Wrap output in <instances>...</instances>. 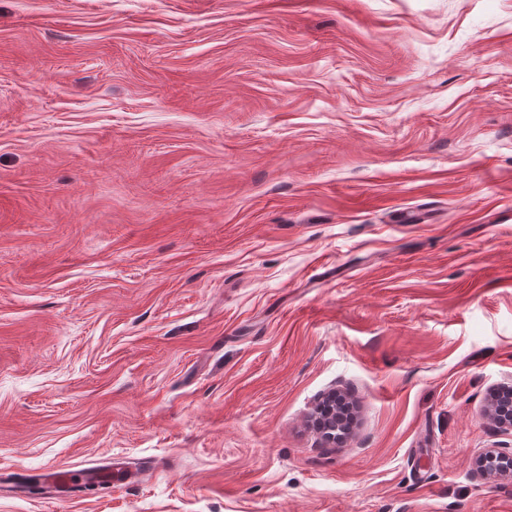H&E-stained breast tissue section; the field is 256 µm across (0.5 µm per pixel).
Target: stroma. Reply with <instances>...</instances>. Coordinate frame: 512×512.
I'll return each instance as SVG.
<instances>
[{
  "label": "stroma",
  "mask_w": 512,
  "mask_h": 512,
  "mask_svg": "<svg viewBox=\"0 0 512 512\" xmlns=\"http://www.w3.org/2000/svg\"><path fill=\"white\" fill-rule=\"evenodd\" d=\"M511 379L512 0H0V512H512ZM486 415L497 433L512 435V380L501 383L491 392ZM350 394L344 390L327 393L313 410L310 421L313 429L326 443H342L351 431L353 422ZM472 471L482 480H512V448L497 445L485 448L474 457ZM143 475V469L137 467H87L78 465L45 470L40 474L41 482L52 498L60 502L70 500L87 486L98 487L101 491L137 483Z\"/></svg>",
  "instance_id": "1"
}]
</instances>
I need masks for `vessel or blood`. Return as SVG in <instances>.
Listing matches in <instances>:
<instances>
[{
	"instance_id": "1",
	"label": "vessel or blood",
	"mask_w": 512,
	"mask_h": 512,
	"mask_svg": "<svg viewBox=\"0 0 512 512\" xmlns=\"http://www.w3.org/2000/svg\"><path fill=\"white\" fill-rule=\"evenodd\" d=\"M143 471L137 467H87L76 465L43 471L41 482L52 497L65 502L89 486L109 492L117 487L137 483Z\"/></svg>"
}]
</instances>
